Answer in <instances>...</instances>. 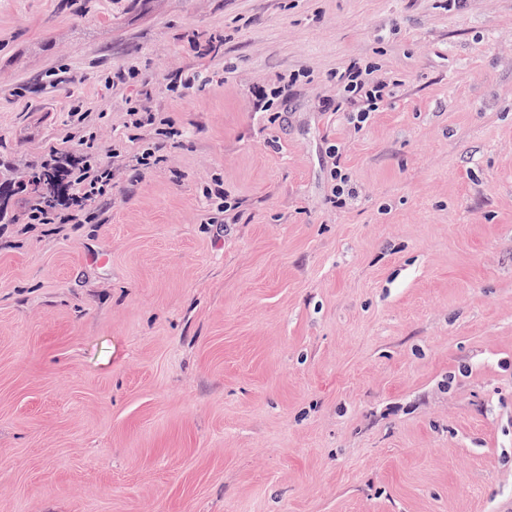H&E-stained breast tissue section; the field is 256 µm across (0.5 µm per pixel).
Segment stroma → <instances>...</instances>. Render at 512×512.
I'll list each match as a JSON object with an SVG mask.
<instances>
[{"mask_svg":"<svg viewBox=\"0 0 512 512\" xmlns=\"http://www.w3.org/2000/svg\"><path fill=\"white\" fill-rule=\"evenodd\" d=\"M0 512H512V0H0ZM375 69L352 66L347 70L344 79V91L348 93L350 104L356 112L358 122L368 119L370 112H377L380 105L390 97L389 82L374 75ZM64 165L74 181L68 195L50 208L36 204L29 206L26 223L82 224L88 219L93 203L107 197L112 191V165L102 163L95 152L76 155L71 146L52 148L40 162V167ZM36 176H41L39 181L32 180V189L30 195L35 196L38 201L51 204L55 201L58 194L62 193L66 189V185L63 183L62 178L59 174L53 170L41 169Z\"/></svg>","mask_w":512,"mask_h":512,"instance_id":"1","label":"stroma"}]
</instances>
